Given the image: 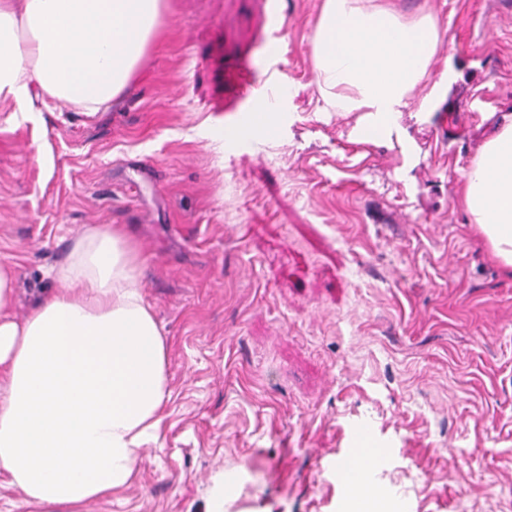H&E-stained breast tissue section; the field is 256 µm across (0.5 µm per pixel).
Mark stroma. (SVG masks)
<instances>
[{
	"mask_svg": "<svg viewBox=\"0 0 512 512\" xmlns=\"http://www.w3.org/2000/svg\"><path fill=\"white\" fill-rule=\"evenodd\" d=\"M167 4L106 110L0 96L15 314L83 228L121 224L166 348L138 478L86 512H355L335 465L365 441L388 451L372 482L389 512H512V273L459 203L512 116V6L397 0L436 21L447 82L367 143L316 86L322 0ZM244 60L283 86L275 138L216 135L250 109Z\"/></svg>",
	"mask_w": 512,
	"mask_h": 512,
	"instance_id": "35a3bbf8",
	"label": "stroma"
}]
</instances>
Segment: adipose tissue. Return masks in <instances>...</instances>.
Returning <instances> with one entry per match:
<instances>
[{"mask_svg":"<svg viewBox=\"0 0 512 512\" xmlns=\"http://www.w3.org/2000/svg\"><path fill=\"white\" fill-rule=\"evenodd\" d=\"M166 0H0V94L82 112L121 96L164 33ZM440 41L428 15L385 0H323L313 35L326 110L365 112L363 141L390 138ZM463 206L512 268V122L463 178ZM124 227L85 228L54 290L16 318L0 264V477L39 512H84L131 481L168 397L166 349Z\"/></svg>","mask_w":512,"mask_h":512,"instance_id":"1","label":"adipose tissue"}]
</instances>
